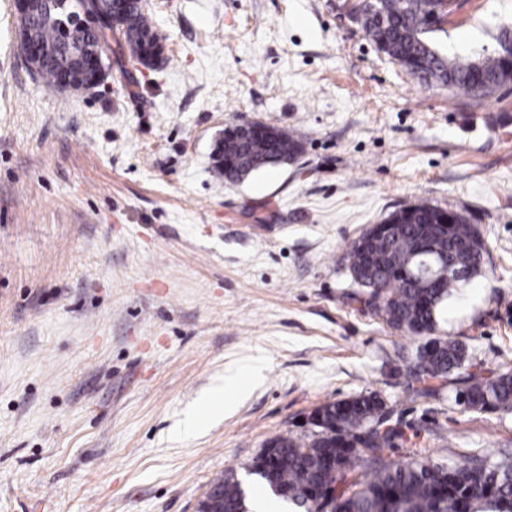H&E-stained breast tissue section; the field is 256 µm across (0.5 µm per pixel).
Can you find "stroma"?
<instances>
[{"label": "stroma", "instance_id": "obj_1", "mask_svg": "<svg viewBox=\"0 0 512 512\" xmlns=\"http://www.w3.org/2000/svg\"><path fill=\"white\" fill-rule=\"evenodd\" d=\"M360 0H143L166 61L48 93L0 0V512H195L234 472L309 432L323 403L379 393L421 428L417 455L512 449V414L413 397L419 339L364 303L349 244L427 202L475 224L481 272L436 333L512 366V85L470 99L419 86L380 54ZM512 0H455L431 40L496 52ZM246 121L297 134L291 164L218 180L212 153ZM224 407L188 426L214 387Z\"/></svg>", "mask_w": 512, "mask_h": 512}]
</instances>
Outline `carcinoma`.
Listing matches in <instances>:
<instances>
[{
	"instance_id": "carcinoma-1",
	"label": "carcinoma",
	"mask_w": 512,
	"mask_h": 512,
	"mask_svg": "<svg viewBox=\"0 0 512 512\" xmlns=\"http://www.w3.org/2000/svg\"><path fill=\"white\" fill-rule=\"evenodd\" d=\"M109 0H49L37 5L26 26L45 51L37 73L47 89L61 90L60 80L79 71L83 55L99 47L98 31L107 28ZM376 11L363 17L362 27L377 50L425 87H448L463 96L488 97L512 82L505 61L512 33L498 37L499 49L474 59L448 57L428 38L430 18L441 0H375ZM168 35L144 12L142 0H130L122 25L112 31L116 46L129 61L144 67L163 63ZM302 145L293 133L272 129L214 150L217 178L236 182L241 175L265 167L264 160L284 155L293 160ZM452 222L448 232L434 228ZM382 223L385 233L366 229L349 245V273L366 289L367 305L390 327L423 339L413 360L404 363L411 393L435 397L448 377L460 376L455 402L469 410L512 413V369L485 371L470 361L466 346L433 335L440 305L463 280L453 274L431 287L418 276L424 260L448 259L458 270L480 272L484 240L478 228L459 212L425 202L398 209ZM323 425L302 437L278 436L275 460L259 473L268 489L303 512H512V452L494 456L461 455L435 461L410 453L389 459L396 448H411L420 429L392 420L379 394L369 392L321 405ZM343 456V468L332 477L323 468L330 454ZM224 487V512L247 505L232 473L217 478Z\"/></svg>"
}]
</instances>
